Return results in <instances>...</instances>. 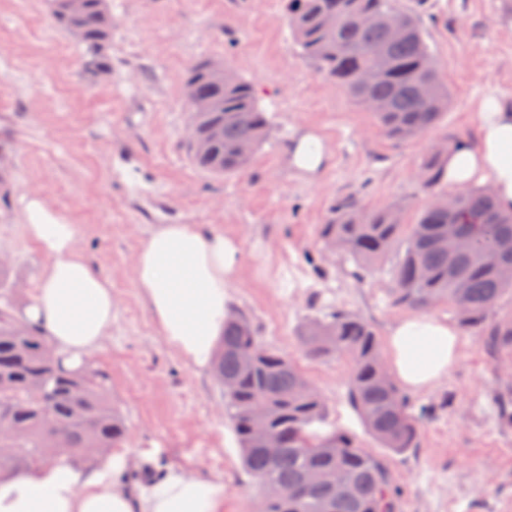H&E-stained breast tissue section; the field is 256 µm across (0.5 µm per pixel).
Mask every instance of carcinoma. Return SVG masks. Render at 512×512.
Returning a JSON list of instances; mask_svg holds the SVG:
<instances>
[{"instance_id": "1", "label": "carcinoma", "mask_w": 512, "mask_h": 512, "mask_svg": "<svg viewBox=\"0 0 512 512\" xmlns=\"http://www.w3.org/2000/svg\"><path fill=\"white\" fill-rule=\"evenodd\" d=\"M286 10L294 44L314 60L318 72L336 83L353 101L372 113L386 134L408 141L434 128L452 104L440 77L420 17L397 8L396 0H288ZM108 0H83L74 12L69 0H54L52 17L69 35H78L85 66L112 71L103 55L112 39ZM400 19L403 35H391V18ZM372 71L376 78L365 82ZM201 111L190 107V122L205 147L186 144L192 163L214 175L240 174L269 133L267 113L260 107L254 85L237 77L220 84L210 60L189 65ZM250 113L243 120L240 113ZM221 136L209 140L211 128ZM250 152L245 153L242 147ZM442 151L422 162L420 182L430 194L416 222L401 220L402 206L366 210L347 199L334 207L320 228L325 246L347 255L357 276L393 258V304L427 311L445 303L460 325L477 329L490 357L512 363V311L494 315L504 296H512V215L500 213L485 189L458 193L455 215L435 200ZM455 224L456 233L480 247L497 252L494 265L469 254L449 256L438 240ZM299 340L312 359L345 355L351 361L350 405L366 432L380 447L395 454L415 448L419 419L383 367L380 342L369 322L343 311H327L303 322ZM48 341L26 325L19 308H0V411L8 410L18 439L0 438V472H22L47 463V448L57 424L59 446L83 461L94 458L86 448L123 447L128 426L112 404L108 374L87 366L66 378L63 363L45 356ZM245 350H256L255 361H241ZM214 361L222 363L216 377L224 392V414L239 439L243 467L265 491L264 512H397L398 494L381 458L357 445L351 436L317 426L326 423L327 407L318 390L288 356L264 346L248 316L224 321V340ZM281 446L274 457L264 450L263 435ZM313 472L322 475L309 481ZM349 489L338 497L334 481ZM275 486L278 493H268Z\"/></svg>"}]
</instances>
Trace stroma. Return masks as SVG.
<instances>
[{"label":"stroma","mask_w":512,"mask_h":512,"mask_svg":"<svg viewBox=\"0 0 512 512\" xmlns=\"http://www.w3.org/2000/svg\"><path fill=\"white\" fill-rule=\"evenodd\" d=\"M503 2L398 0L421 16L453 104L432 131L397 141L298 52L285 0H109L106 77L90 73L76 40L53 25L49 0H0V144L12 156L0 253L26 305L47 263L25 230V209L36 201L74 225L79 251L111 280L112 330L89 361L109 374L129 427V472L180 464L223 478L224 512L262 508L212 370L166 343L135 285V258L152 229L205 224L241 246L229 288L234 310L321 393L328 427L384 460L401 490L399 512H500L512 501V430L495 404L512 387V366L492 361L478 330L462 332L447 379L410 394L413 409L436 412L421 420L417 447L402 454L380 448L351 408L349 358L310 359L297 336L326 304L364 318L381 339L408 316L392 303L390 263L356 279L319 230L348 198L368 210L406 205L404 218L414 221L427 200L422 159L473 139L481 100L512 99V11ZM214 58L254 85L270 121L249 169L224 177L195 167L184 147V72ZM305 129L329 155L312 180L286 157Z\"/></svg>","instance_id":"1"}]
</instances>
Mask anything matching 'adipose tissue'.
<instances>
[{"label": "adipose tissue", "mask_w": 512, "mask_h": 512, "mask_svg": "<svg viewBox=\"0 0 512 512\" xmlns=\"http://www.w3.org/2000/svg\"><path fill=\"white\" fill-rule=\"evenodd\" d=\"M474 142L459 144L443 160L440 185L448 190L491 188L498 210L512 213V100L489 97L478 105ZM290 164L312 176L328 157L321 140L304 130L288 151ZM30 238L47 256L24 311L67 367L85 363L112 329V283L75 245L73 225L39 203L25 213ZM241 266L238 244L201 224H162L143 241L135 284L168 345L197 368L214 359ZM388 366L402 388H433L460 355L461 337L447 321L409 316L395 322L385 341ZM120 456L84 466L61 456L0 477V512H224V481L173 465L153 483L130 491L121 480Z\"/></svg>", "instance_id": "obj_1"}]
</instances>
